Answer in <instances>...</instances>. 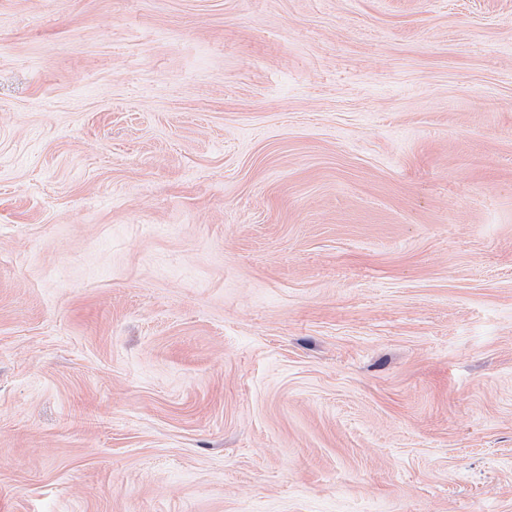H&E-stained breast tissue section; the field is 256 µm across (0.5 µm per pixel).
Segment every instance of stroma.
<instances>
[{
	"mask_svg": "<svg viewBox=\"0 0 512 512\" xmlns=\"http://www.w3.org/2000/svg\"><path fill=\"white\" fill-rule=\"evenodd\" d=\"M0 512H512V0H0Z\"/></svg>",
	"mask_w": 512,
	"mask_h": 512,
	"instance_id": "stroma-1",
	"label": "stroma"
}]
</instances>
